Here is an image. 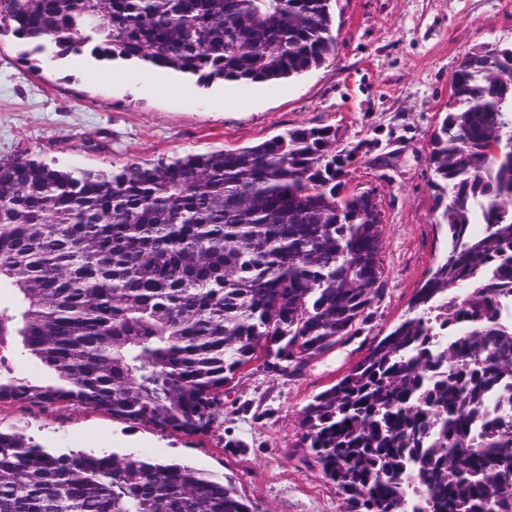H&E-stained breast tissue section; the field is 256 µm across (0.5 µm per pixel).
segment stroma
<instances>
[{"mask_svg":"<svg viewBox=\"0 0 512 512\" xmlns=\"http://www.w3.org/2000/svg\"><path fill=\"white\" fill-rule=\"evenodd\" d=\"M336 52L274 86L191 78L83 53L20 63L25 43L0 35V159L109 173L133 162L250 146L326 126L356 149L349 189L384 215L385 293L349 342L284 376L252 363L224 390L216 431L162 433L83 408L0 407V429L55 454L136 452L228 476L259 512H342V497L301 443L314 396L336 384L408 311L440 260L429 155L451 100L449 77L471 49L512 43V0H335ZM193 95H185L186 87Z\"/></svg>","mask_w":512,"mask_h":512,"instance_id":"1","label":"stroma"}]
</instances>
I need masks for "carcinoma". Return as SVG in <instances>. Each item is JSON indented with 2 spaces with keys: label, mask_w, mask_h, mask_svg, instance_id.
<instances>
[{
  "label": "carcinoma",
  "mask_w": 512,
  "mask_h": 512,
  "mask_svg": "<svg viewBox=\"0 0 512 512\" xmlns=\"http://www.w3.org/2000/svg\"><path fill=\"white\" fill-rule=\"evenodd\" d=\"M333 0H0V32L197 78L275 84L335 53ZM432 137L448 247L405 317L304 409L344 512H512V46L460 61ZM326 127L68 171L0 160V404L203 435L248 364L294 375L368 323L383 216ZM501 145L495 155L490 140ZM56 373H6L7 337ZM0 512H257L229 477L0 430Z\"/></svg>",
  "instance_id": "carcinoma-1"
}]
</instances>
